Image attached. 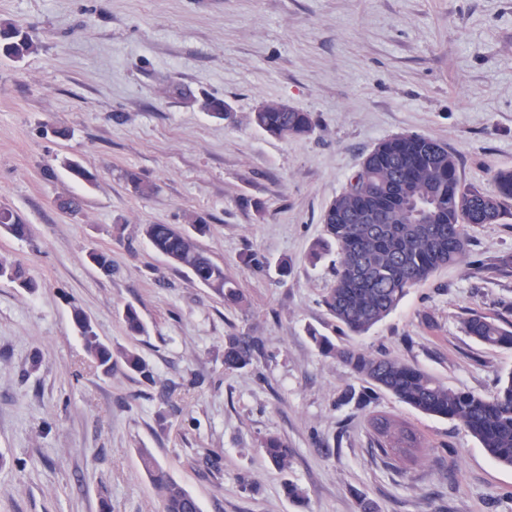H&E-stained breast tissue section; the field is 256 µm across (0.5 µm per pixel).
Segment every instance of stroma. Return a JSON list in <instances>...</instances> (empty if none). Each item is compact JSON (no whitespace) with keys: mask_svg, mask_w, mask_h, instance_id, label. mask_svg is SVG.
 Returning <instances> with one entry per match:
<instances>
[{"mask_svg":"<svg viewBox=\"0 0 512 512\" xmlns=\"http://www.w3.org/2000/svg\"><path fill=\"white\" fill-rule=\"evenodd\" d=\"M35 49L0 57V206L28 239L0 231V512H162L148 449L202 512H512V468L455 421L385 391L359 409L362 382L322 355L336 344L414 364L453 389L493 393L512 348L475 342L462 320L512 323V200L467 228L463 260L411 288L361 336L324 304L339 261L321 216L379 142L421 134L447 144L462 181L485 189L512 168V0H0V24ZM223 100L228 115L203 109ZM282 103L311 113L306 136L253 122ZM96 175L76 181L65 160ZM136 174L152 185L136 193ZM81 201L78 212L63 200ZM207 218L199 249L244 294L225 305L143 234ZM106 253L111 273L89 259ZM146 327L130 335L126 306ZM100 340L137 352L103 374L74 310ZM258 338L252 365L224 367V340ZM413 429L422 448L392 466L373 453L371 416ZM293 450L278 469L260 453ZM297 485V506L284 492ZM11 33L15 37L14 44L10 47L11 53L19 59L30 53L33 47L32 37L27 31L12 24L0 25V33ZM261 451L274 465L285 468L288 467L292 457V449L281 438L270 435L261 441Z\"/></svg>","mask_w":512,"mask_h":512,"instance_id":"stroma-1","label":"stroma"}]
</instances>
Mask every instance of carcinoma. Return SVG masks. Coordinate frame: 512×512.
<instances>
[{
	"label": "carcinoma",
	"mask_w": 512,
	"mask_h": 512,
	"mask_svg": "<svg viewBox=\"0 0 512 512\" xmlns=\"http://www.w3.org/2000/svg\"><path fill=\"white\" fill-rule=\"evenodd\" d=\"M2 32L14 35L10 47L14 56L21 59L30 53L33 41L28 32L12 24L0 25ZM254 122L279 138L307 135L314 129L311 113L286 104L254 113ZM64 165L78 180L96 179L77 161L66 160ZM493 181L492 191L462 184L456 156L448 146L423 135H398L378 143L322 215L325 234L339 250L335 285L324 299L330 313L348 331L365 333L394 311L410 288L439 268L458 263L467 251V226L498 219L504 202L512 199V169L497 171ZM3 211L12 221L0 222V230L26 238L28 228L19 215L0 207ZM143 232L158 252L187 269L224 302L243 301L241 288L198 250L195 237L169 224H147ZM0 279L35 288L22 267L5 260L0 261ZM73 317L88 355L109 371L114 351L99 340L82 311H74ZM124 322L130 334L144 332L135 308L125 310ZM463 327L481 344L512 347V327H504L492 316L473 313L464 319ZM312 339L324 355L339 360L366 383L422 413L458 422L495 461L512 467V374L492 394L463 392L440 384L410 363L340 348L317 333ZM260 350V342L253 338L229 336L224 341V368L243 369ZM119 355L132 372L147 381L153 378L150 365L139 354L123 350ZM372 424L376 451L382 457L395 462L417 451L419 442L411 429L384 416L373 418ZM261 451L280 468L287 467L292 457L288 444L274 435L261 441ZM139 456L161 493L163 512H196L193 496L165 475L148 450L141 449Z\"/></svg>",
	"instance_id": "cac0c4a2"
}]
</instances>
